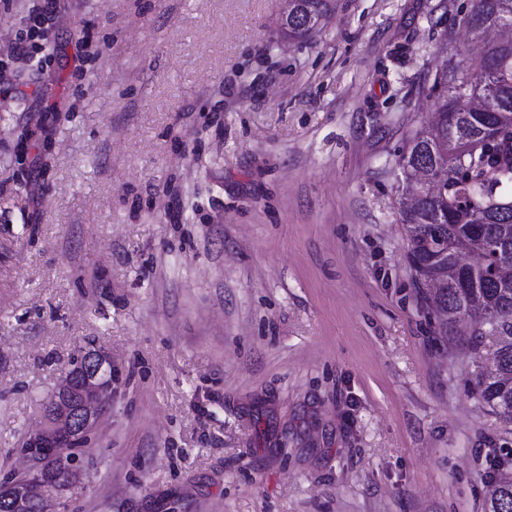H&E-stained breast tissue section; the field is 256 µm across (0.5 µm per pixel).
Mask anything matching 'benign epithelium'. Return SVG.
I'll return each mask as SVG.
<instances>
[{
    "mask_svg": "<svg viewBox=\"0 0 512 512\" xmlns=\"http://www.w3.org/2000/svg\"><path fill=\"white\" fill-rule=\"evenodd\" d=\"M110 373L112 359L101 349L86 362L81 382H76L73 376L67 374L65 381L54 391L53 412L23 441L21 455L26 462L25 472L0 483V495L18 497L19 512H25L23 489L27 486L29 475L42 464V449L51 448L74 434L90 436L106 403L112 399Z\"/></svg>",
    "mask_w": 512,
    "mask_h": 512,
    "instance_id": "benign-epithelium-1",
    "label": "benign epithelium"
}]
</instances>
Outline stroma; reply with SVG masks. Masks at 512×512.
Instances as JSON below:
<instances>
[{
	"label": "stroma",
	"instance_id": "stroma-1",
	"mask_svg": "<svg viewBox=\"0 0 512 512\" xmlns=\"http://www.w3.org/2000/svg\"><path fill=\"white\" fill-rule=\"evenodd\" d=\"M468 0H61L0 90V478L79 349L112 401L50 512H482L492 347L414 288L395 161ZM329 2V0H294V3L290 4L288 13L281 18L283 22L288 21V30L282 28L280 22L282 34L289 40L295 41L298 37L295 28L305 26L306 30L300 34L308 36L313 28L311 25L313 19L330 11Z\"/></svg>",
	"mask_w": 512,
	"mask_h": 512
}]
</instances>
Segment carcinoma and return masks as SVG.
I'll return each instance as SVG.
<instances>
[{
  "mask_svg": "<svg viewBox=\"0 0 512 512\" xmlns=\"http://www.w3.org/2000/svg\"><path fill=\"white\" fill-rule=\"evenodd\" d=\"M330 11L329 0H294L288 39L295 28ZM468 32L483 40L482 56L462 68L448 57L432 89L440 120L414 130L398 155L397 189L408 174L423 172L421 198L401 209L408 233L407 261L426 306L445 317L443 332L460 326L495 339L493 368L478 377L485 405L512 424V44L492 38L512 25V0H470ZM470 253L490 259L483 277L464 261ZM81 439L47 448L40 476L29 484L27 512H41L44 491L66 487L63 475L76 460ZM493 490L483 512H512V456H495Z\"/></svg>",
  "mask_w": 512,
  "mask_h": 512,
  "instance_id": "1",
  "label": "carcinoma"
}]
</instances>
